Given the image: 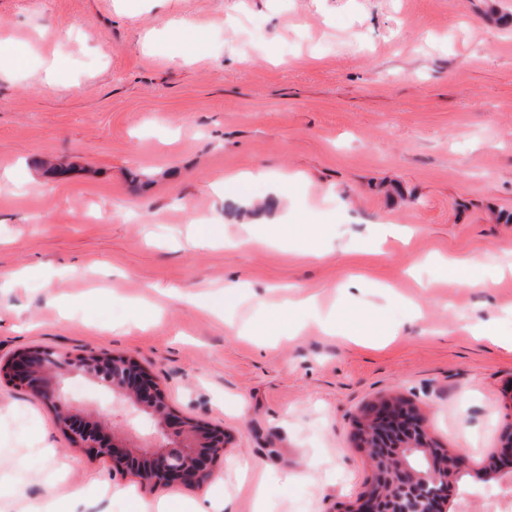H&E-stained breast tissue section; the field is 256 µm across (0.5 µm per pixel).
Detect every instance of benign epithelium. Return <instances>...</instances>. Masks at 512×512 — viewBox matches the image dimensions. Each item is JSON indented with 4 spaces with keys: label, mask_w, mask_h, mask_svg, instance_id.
<instances>
[{
    "label": "benign epithelium",
    "mask_w": 512,
    "mask_h": 512,
    "mask_svg": "<svg viewBox=\"0 0 512 512\" xmlns=\"http://www.w3.org/2000/svg\"><path fill=\"white\" fill-rule=\"evenodd\" d=\"M6 368L15 386L35 393L53 409L57 426L75 447L92 458H110L115 470H132L145 484L203 485L229 442L224 430L191 419L181 421L179 431L170 432L166 395L131 357L43 348L14 355ZM78 375L101 381L148 413L157 425V449L137 455L117 443L107 431L106 412L95 420L84 419L60 392L63 378ZM355 447L369 460L372 482L351 512H447L455 484L473 468L467 453L435 448L422 410L397 395L365 408L356 421ZM490 460L499 478L512 474V422Z\"/></svg>",
    "instance_id": "obj_1"
}]
</instances>
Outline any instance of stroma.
<instances>
[{
    "label": "stroma",
    "mask_w": 512,
    "mask_h": 512,
    "mask_svg": "<svg viewBox=\"0 0 512 512\" xmlns=\"http://www.w3.org/2000/svg\"><path fill=\"white\" fill-rule=\"evenodd\" d=\"M1 42L30 54L0 66V363L39 347L135 357L176 419L230 442L209 482L146 485L73 448L0 375V512L206 496L212 512H343L372 478L356 421L391 394L474 460L453 508L489 512L501 483L480 468L512 420V356L474 329L512 333V276L451 287L438 261L474 259V277L512 264V0H0ZM235 171L290 183L224 193ZM261 224L287 225V245L244 244ZM382 224L409 241L369 252ZM202 232L219 245L188 248ZM352 274L364 282L342 291ZM228 285L242 300L224 318L206 301ZM310 297L354 331L397 333L346 344L300 314L293 337L249 336ZM65 388L151 448L154 422L119 393Z\"/></svg>",
    "instance_id": "35a3bbf8"
}]
</instances>
